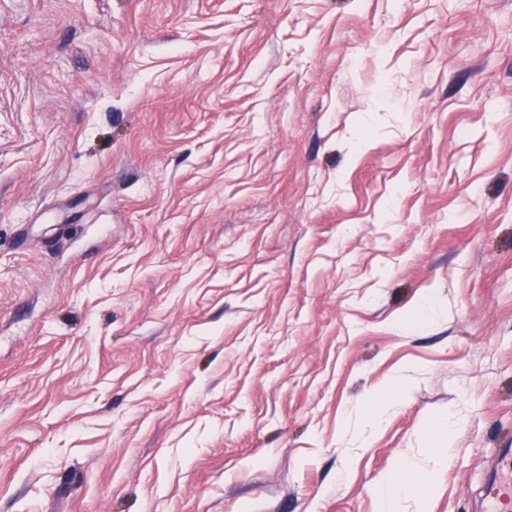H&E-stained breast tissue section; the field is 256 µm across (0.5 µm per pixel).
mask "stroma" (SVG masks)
<instances>
[{
	"label": "stroma",
	"mask_w": 512,
	"mask_h": 512,
	"mask_svg": "<svg viewBox=\"0 0 512 512\" xmlns=\"http://www.w3.org/2000/svg\"><path fill=\"white\" fill-rule=\"evenodd\" d=\"M447 413L396 512L512 445V0H0V512H380ZM439 475L438 467L428 473L409 464L394 467L376 488L381 504L380 511L394 512V503L402 494L433 489L439 480Z\"/></svg>",
	"instance_id": "35a3bbf8"
}]
</instances>
